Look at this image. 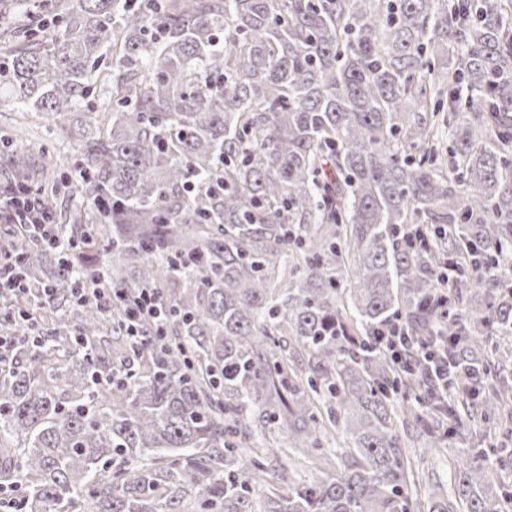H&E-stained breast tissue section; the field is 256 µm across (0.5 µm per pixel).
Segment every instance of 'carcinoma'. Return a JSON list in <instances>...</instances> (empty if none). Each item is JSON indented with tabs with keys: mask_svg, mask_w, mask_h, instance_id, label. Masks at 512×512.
I'll return each mask as SVG.
<instances>
[{
	"mask_svg": "<svg viewBox=\"0 0 512 512\" xmlns=\"http://www.w3.org/2000/svg\"><path fill=\"white\" fill-rule=\"evenodd\" d=\"M31 12L0 30V102L88 167L49 172L27 126L0 133L13 183L78 243L13 240L28 290L0 296L7 509H512V269L489 268L512 249V0ZM144 290L162 340L153 318L128 336ZM395 319L448 338V397L376 342ZM447 419L479 437L452 492L420 469ZM161 315L160 304L151 291H143L135 306L129 312V329L133 336H138L137 325L147 317L159 318Z\"/></svg>",
	"mask_w": 512,
	"mask_h": 512,
	"instance_id": "obj_1",
	"label": "carcinoma"
}]
</instances>
